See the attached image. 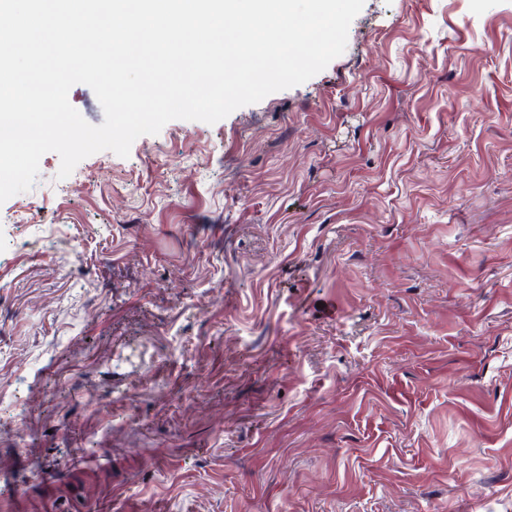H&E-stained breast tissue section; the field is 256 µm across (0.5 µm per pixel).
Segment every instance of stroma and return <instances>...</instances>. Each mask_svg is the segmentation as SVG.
Returning <instances> with one entry per match:
<instances>
[{
    "instance_id": "stroma-1",
    "label": "stroma",
    "mask_w": 512,
    "mask_h": 512,
    "mask_svg": "<svg viewBox=\"0 0 512 512\" xmlns=\"http://www.w3.org/2000/svg\"><path fill=\"white\" fill-rule=\"evenodd\" d=\"M59 168L0 204V512H512V0Z\"/></svg>"
}]
</instances>
